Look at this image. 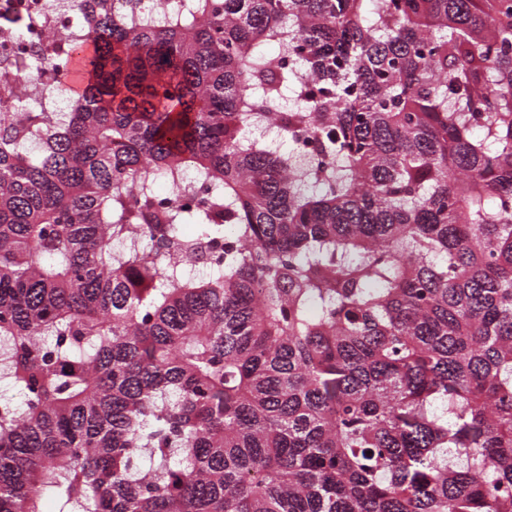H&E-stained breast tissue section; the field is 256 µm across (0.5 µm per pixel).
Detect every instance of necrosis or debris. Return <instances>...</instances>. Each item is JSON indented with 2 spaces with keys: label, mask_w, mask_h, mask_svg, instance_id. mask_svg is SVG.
Listing matches in <instances>:
<instances>
[{
  "label": "necrosis or debris",
  "mask_w": 512,
  "mask_h": 512,
  "mask_svg": "<svg viewBox=\"0 0 512 512\" xmlns=\"http://www.w3.org/2000/svg\"><path fill=\"white\" fill-rule=\"evenodd\" d=\"M16 18L20 29L0 26V112L42 96L43 109L58 110L67 99V71L82 43L74 11L49 9L48 0H0V22Z\"/></svg>",
  "instance_id": "obj_1"
}]
</instances>
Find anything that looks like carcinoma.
<instances>
[{"label": "carcinoma", "instance_id": "carcinoma-1", "mask_svg": "<svg viewBox=\"0 0 512 512\" xmlns=\"http://www.w3.org/2000/svg\"><path fill=\"white\" fill-rule=\"evenodd\" d=\"M70 3L87 83L0 112V512H512V0Z\"/></svg>", "mask_w": 512, "mask_h": 512}]
</instances>
